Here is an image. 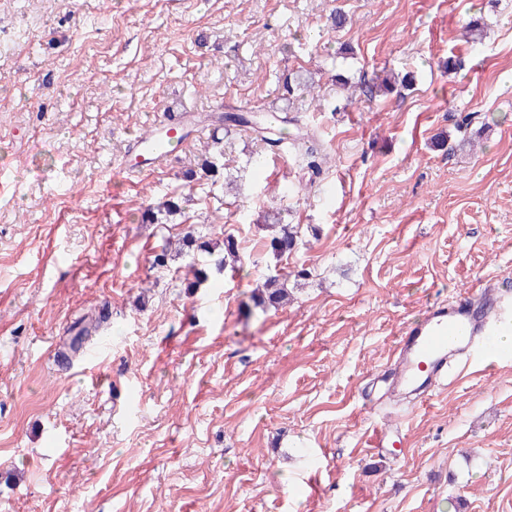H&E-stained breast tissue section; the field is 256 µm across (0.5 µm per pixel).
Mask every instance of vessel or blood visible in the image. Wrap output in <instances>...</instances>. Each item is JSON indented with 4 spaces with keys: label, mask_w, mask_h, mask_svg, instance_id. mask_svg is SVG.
I'll return each instance as SVG.
<instances>
[{
    "label": "vessel or blood",
    "mask_w": 512,
    "mask_h": 512,
    "mask_svg": "<svg viewBox=\"0 0 512 512\" xmlns=\"http://www.w3.org/2000/svg\"><path fill=\"white\" fill-rule=\"evenodd\" d=\"M189 133L188 124L161 121L149 135L136 137L132 148L137 157L159 164L184 146ZM497 321L512 326V310L504 309L482 282L469 286L451 303L430 306L422 319L405 326L396 338L390 396L429 399L450 368L481 355V339L491 334Z\"/></svg>",
    "instance_id": "vessel-or-blood-1"
}]
</instances>
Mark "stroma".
Instances as JSON below:
<instances>
[{
	"instance_id": "1",
	"label": "stroma",
	"mask_w": 512,
	"mask_h": 512,
	"mask_svg": "<svg viewBox=\"0 0 512 512\" xmlns=\"http://www.w3.org/2000/svg\"><path fill=\"white\" fill-rule=\"evenodd\" d=\"M234 109L316 132L321 174L254 166ZM179 113L190 143L123 174ZM277 221L309 280L262 309ZM189 231L240 262L187 289L153 258ZM481 280L512 302V0H0V512H512V360L383 395L400 330ZM265 228L272 231L266 246L277 261L284 257L288 259L297 250L301 242L300 225L268 224Z\"/></svg>"
}]
</instances>
